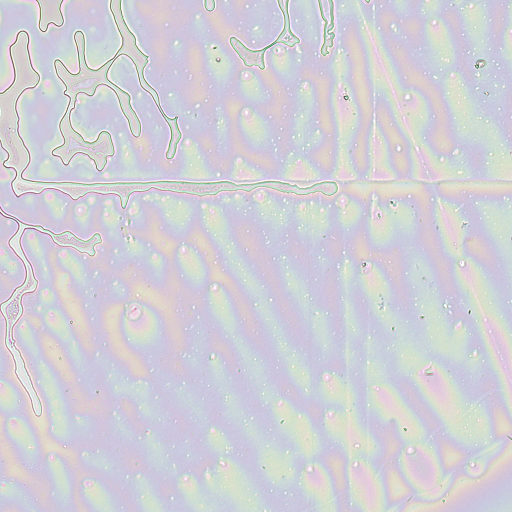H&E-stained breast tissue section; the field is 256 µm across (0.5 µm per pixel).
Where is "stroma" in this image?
<instances>
[{"label": "stroma", "mask_w": 512, "mask_h": 512, "mask_svg": "<svg viewBox=\"0 0 512 512\" xmlns=\"http://www.w3.org/2000/svg\"><path fill=\"white\" fill-rule=\"evenodd\" d=\"M136 13L140 34L167 32L172 58L198 40L199 66L166 71L134 59L139 96H127L121 73L75 92L76 55L97 63L132 38L116 35L95 0H84L81 26L65 28L30 89L57 104L38 154L66 171L97 170L126 150L146 164L163 145L183 166L217 174L234 165L237 184L203 198L154 186L138 192L133 209L108 190L72 200L68 187L52 185L35 199L65 212V223L20 228L0 218L9 232L0 263L20 265L56 245L46 270L0 288V434L40 461L37 472L0 484V512L46 507L66 483L56 446L101 411L115 422L113 445L83 449L69 470L73 512H131L139 503L148 512H182L188 503L212 512L227 492L248 512H335L348 495L355 512H395L415 493L447 512L436 505L443 483L465 494L499 482L512 454L500 447L484 460L464 447L512 438V409L482 356L486 337L512 324V252L502 248L512 236L503 221L512 181L482 195L470 176L512 149V112L502 109L512 78L501 65L512 58V0L482 11L457 0L445 12L426 0L412 21L393 14L389 0H198L190 17L166 0ZM365 14L395 61L405 118L384 108L363 51ZM218 15L223 28L210 29ZM284 26L299 46L271 55L266 46ZM421 30L435 40L454 33V52L415 68L407 43ZM273 66L287 77L263 87ZM242 88L250 100H237ZM267 92L281 107L261 117ZM102 97L112 116L94 126L86 111ZM404 120L414 143L400 135ZM263 122L273 134L259 164L238 139ZM443 124L447 137L433 136ZM80 137L112 141L114 151L74 159L70 145ZM341 159L355 177L319 183L316 172ZM417 161L434 173L431 188L401 177ZM284 165L294 172L287 183L255 177ZM384 168L398 178L380 179ZM464 194L471 204L460 212ZM138 220L152 225L149 237H138ZM419 220L436 233L417 238ZM114 222L126 226L116 238L104 233ZM164 266L184 268L186 292L151 289V270ZM271 267L280 282L269 288ZM323 277L335 279V294L318 289ZM30 315L37 324L18 342ZM173 322L180 341L159 357L145 340ZM344 347L360 348L357 371L344 367ZM212 373L223 375L222 386L209 382ZM21 393L25 413L14 408ZM45 408L54 429L41 439L32 421ZM257 438L260 471L250 460ZM136 439L159 448L161 462L126 460L123 448ZM425 458L431 470L421 477L413 465Z\"/></svg>", "instance_id": "obj_1"}]
</instances>
